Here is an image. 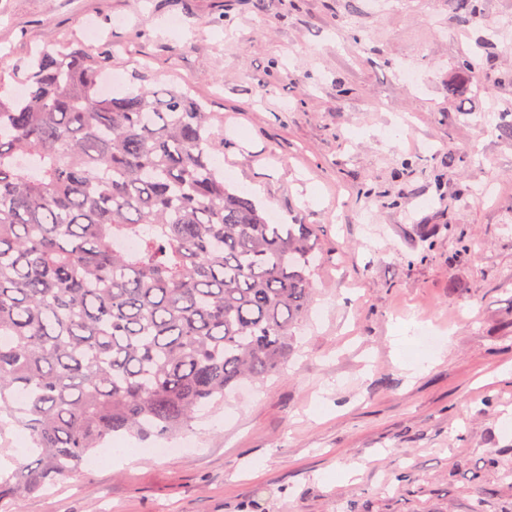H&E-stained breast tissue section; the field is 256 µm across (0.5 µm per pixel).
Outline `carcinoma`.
Listing matches in <instances>:
<instances>
[{"label": "carcinoma", "mask_w": 512, "mask_h": 512, "mask_svg": "<svg viewBox=\"0 0 512 512\" xmlns=\"http://www.w3.org/2000/svg\"><path fill=\"white\" fill-rule=\"evenodd\" d=\"M460 20L481 0H454ZM112 52L48 41L0 96V512L125 432L173 437L291 354L318 257L224 180L190 90L104 94ZM136 241L120 252L116 242Z\"/></svg>", "instance_id": "cac0c4a2"}]
</instances>
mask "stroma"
Segmentation results:
<instances>
[{
  "label": "stroma",
  "instance_id": "obj_1",
  "mask_svg": "<svg viewBox=\"0 0 512 512\" xmlns=\"http://www.w3.org/2000/svg\"><path fill=\"white\" fill-rule=\"evenodd\" d=\"M482 8L464 23L451 0H0L6 66L50 39L112 48V93L141 65L179 82L219 116L226 180L322 248L290 359L194 422L197 447L113 437L142 458L9 512H512V30L492 29L512 0ZM483 73L510 82L489 94ZM410 318L447 352L415 351Z\"/></svg>",
  "mask_w": 512,
  "mask_h": 512
}]
</instances>
